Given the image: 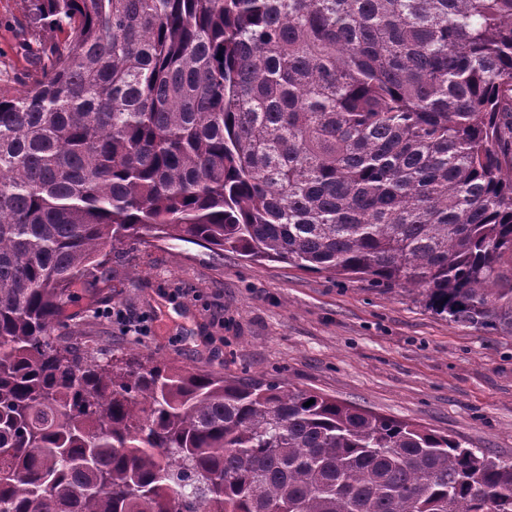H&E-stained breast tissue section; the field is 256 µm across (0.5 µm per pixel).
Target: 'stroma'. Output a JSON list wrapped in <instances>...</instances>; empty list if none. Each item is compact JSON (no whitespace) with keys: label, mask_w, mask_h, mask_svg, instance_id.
<instances>
[{"label":"stroma","mask_w":512,"mask_h":512,"mask_svg":"<svg viewBox=\"0 0 512 512\" xmlns=\"http://www.w3.org/2000/svg\"><path fill=\"white\" fill-rule=\"evenodd\" d=\"M29 9L0 0V73L18 82L34 70L31 49L65 39L31 27ZM110 265V277L72 288L57 335L320 392L512 462L510 330L450 321L405 288L195 242L154 239Z\"/></svg>","instance_id":"stroma-1"}]
</instances>
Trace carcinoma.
Returning <instances> with one entry per match:
<instances>
[{"label":"carcinoma","mask_w":512,"mask_h":512,"mask_svg":"<svg viewBox=\"0 0 512 512\" xmlns=\"http://www.w3.org/2000/svg\"><path fill=\"white\" fill-rule=\"evenodd\" d=\"M0 80V512H512V463L276 382L98 358L71 288L146 236L512 329V0H31ZM314 400L306 407L304 403ZM29 0H0V73L8 74L17 90H24L19 81L27 82V77L34 70L32 55L26 44L35 51L43 43L63 42L66 33H50L30 26L28 14Z\"/></svg>","instance_id":"obj_1"}]
</instances>
